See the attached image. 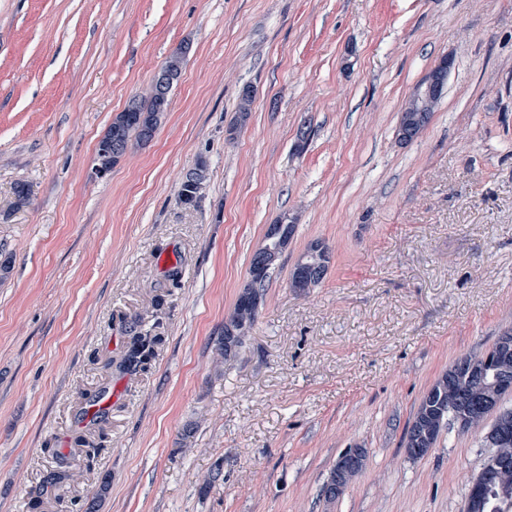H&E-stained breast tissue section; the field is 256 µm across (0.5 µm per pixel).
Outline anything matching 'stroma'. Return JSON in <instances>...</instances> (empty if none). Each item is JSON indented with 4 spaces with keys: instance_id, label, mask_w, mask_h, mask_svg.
Returning <instances> with one entry per match:
<instances>
[{
    "instance_id": "stroma-1",
    "label": "stroma",
    "mask_w": 512,
    "mask_h": 512,
    "mask_svg": "<svg viewBox=\"0 0 512 512\" xmlns=\"http://www.w3.org/2000/svg\"><path fill=\"white\" fill-rule=\"evenodd\" d=\"M184 44L153 139L92 177ZM444 56L430 123L399 144ZM284 217L258 320L224 356ZM314 239L332 266L300 296ZM0 263V512H463L483 429L417 460L401 438L448 366L512 329V0H0ZM148 328L150 361L121 368ZM349 448L366 466L326 500ZM448 67V57H442L438 64L414 87L408 99L400 121L412 124L414 129L411 134L412 140L418 137L430 122L435 109L434 106L443 95L445 81L448 75ZM418 112H420V115L424 119H426L429 112H431L430 119L423 122L413 121L418 115ZM282 223L286 224L269 225L261 245L251 257L249 274L254 269L260 268L264 270V276L251 288H246L247 284L244 285L232 312L224 322V341L221 347L224 356L228 357L236 353L244 339L251 333L263 300L265 281L269 278L270 271L274 269L276 262L286 252L288 243L294 236L295 224ZM273 254H275L274 260L272 259ZM331 261L332 254L325 242L319 239L309 242L290 271L291 288L300 294H307L311 288L319 287L328 273Z\"/></svg>"
}]
</instances>
